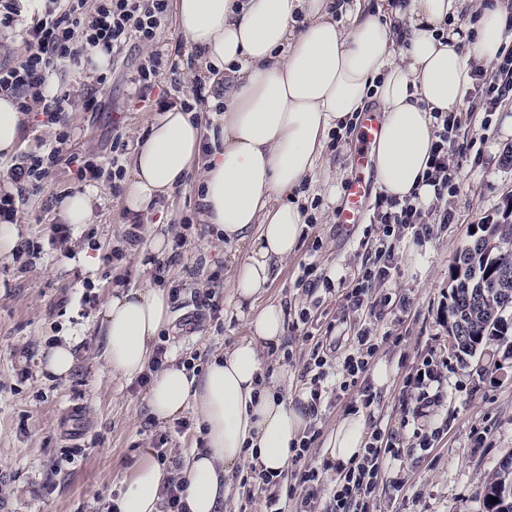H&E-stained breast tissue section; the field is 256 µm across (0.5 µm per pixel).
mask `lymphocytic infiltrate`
<instances>
[{"instance_id":"obj_1","label":"lymphocytic infiltrate","mask_w":512,"mask_h":512,"mask_svg":"<svg viewBox=\"0 0 512 512\" xmlns=\"http://www.w3.org/2000/svg\"><path fill=\"white\" fill-rule=\"evenodd\" d=\"M86 3L87 0H0V27L21 26L27 46L18 62L0 65V96L16 98L20 111L40 110L51 125L63 123L72 99L66 91L53 98L45 96L50 72L88 61L99 48L117 57L131 40L154 41L169 9V0H96L94 11L89 14L85 11ZM473 77L472 93L479 100L482 111H496L512 95V47L502 49L494 73L479 70ZM455 123V116L444 117L443 130L426 172L439 200L455 189L451 158L467 157L472 149L471 144L450 138ZM63 163L76 166L79 176L84 179L95 181L102 175V169L95 161L80 155L65 158L53 147L13 163L7 176L20 188L37 190ZM424 215V210L411 201L377 198L370 230L376 233L379 245L345 295L349 310L372 316L390 305L392 297L385 293L384 287L391 277V241L408 231L417 237L433 236L434 227L425 223ZM372 338V328L360 329L354 352L345 355L336 373L331 370V357L323 345L314 347L301 374L302 381L310 389V412H317L323 384L333 373L338 376L333 382L336 389L345 394L361 391L363 404L373 403L372 393L361 388L376 352ZM316 438L313 432L305 435L293 450L294 476L305 488L300 512H313L318 499L320 474L306 463ZM402 457L397 436L374 429L362 454L337 478L324 512H371L379 473L386 464Z\"/></svg>"}]
</instances>
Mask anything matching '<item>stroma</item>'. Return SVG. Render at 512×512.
I'll return each instance as SVG.
<instances>
[{
    "instance_id": "35a3bbf8",
    "label": "stroma",
    "mask_w": 512,
    "mask_h": 512,
    "mask_svg": "<svg viewBox=\"0 0 512 512\" xmlns=\"http://www.w3.org/2000/svg\"><path fill=\"white\" fill-rule=\"evenodd\" d=\"M180 38L171 15L154 43L131 41L107 70L97 108L74 107L63 127L45 126L42 114L28 113L19 156L43 152L63 131L65 154L95 156L108 169L116 161L112 130L117 127L127 143L117 161L130 166L137 143L161 114L157 104L138 98L133 80L140 61L160 55L158 84L174 102L190 93L195 82L208 80L199 53ZM474 106L473 97H466L457 115V138L474 142L480 158L463 161L457 188L443 202L452 222L439 226L432 238L418 241L408 234L393 243L394 269L387 284L392 301L377 324L379 332L392 337L379 340L373 359L374 365L386 366V382L373 385L374 401L367 407L356 395L322 393L313 419L319 435L311 459L322 471L321 500H328L336 481L335 473L322 468L325 445L355 405L362 406L367 428L395 433L405 450L401 466L383 473L372 512H484L479 490L497 462L512 453V347L489 342L469 366H462L441 317L449 269L472 226L512 202V135H504L497 122L483 126V115ZM85 186L76 167L62 164L39 190L20 192L19 237L39 243L42 250L25 267L15 254L0 256V498L11 512H111L124 471L141 451L166 438V466L180 470L198 446L192 413L179 421H155L146 405L147 386L112 378L104 368V302L117 291L156 284L150 236L145 232L138 241L125 240L129 224L158 225L173 239L162 256L167 286L180 289L165 330L169 355L195 356L201 366L212 352L232 347L246 334L229 285L232 263L246 248L219 242L204 229L195 177L141 217L126 210L111 182L98 180L100 201L89 223L72 227L66 244L53 243L58 201ZM312 217L296 254L266 293L288 310L284 340L267 353L270 375L287 385L297 401L306 394L300 375L315 343L338 339L335 356L343 358L352 337L369 322L362 314L344 312L345 294L373 249L364 225L343 228L336 212L322 205ZM116 249L122 259L112 258ZM88 256L97 258L95 269L87 268ZM310 263L336 274L332 293L302 285L303 268ZM207 293L218 303L219 314L199 307V296ZM304 309L310 320L303 330L299 314ZM307 330L312 339H304ZM67 339L75 343L76 361L67 377L58 378L46 371L45 357L50 346ZM427 358L440 362L442 379L440 402L422 423L440 435L433 448L423 451L416 447L413 426L403 422L404 405L414 401L404 381Z\"/></svg>"
}]
</instances>
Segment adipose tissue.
<instances>
[{"instance_id": "ef3b65f1", "label": "adipose tissue", "mask_w": 512, "mask_h": 512, "mask_svg": "<svg viewBox=\"0 0 512 512\" xmlns=\"http://www.w3.org/2000/svg\"><path fill=\"white\" fill-rule=\"evenodd\" d=\"M175 11L205 70L231 75L233 85L211 97L208 114L179 106L163 112L137 146L124 202L129 212H148L184 185L199 159L204 222L220 240L251 244L232 282L237 306H252L248 336L212 354L198 375L166 361L146 396L157 421L195 414L205 448L185 459L182 500L189 512H224L233 467L246 461L282 472L310 423L307 409L266 376L263 353L283 339L284 307L256 301L273 263L293 255L302 236L297 189L320 182L329 203L340 198L322 163L328 135L377 103L378 188L428 205L434 115L461 110L473 72L497 62L512 31L501 0H402L382 17L369 0H176ZM24 119L13 97L0 96V160L18 152ZM169 319L164 289L112 296L103 309L105 369L125 380L148 370ZM364 446L363 415H348L328 441V462L348 469ZM170 476L140 453L114 500L118 512H159Z\"/></svg>"}]
</instances>
